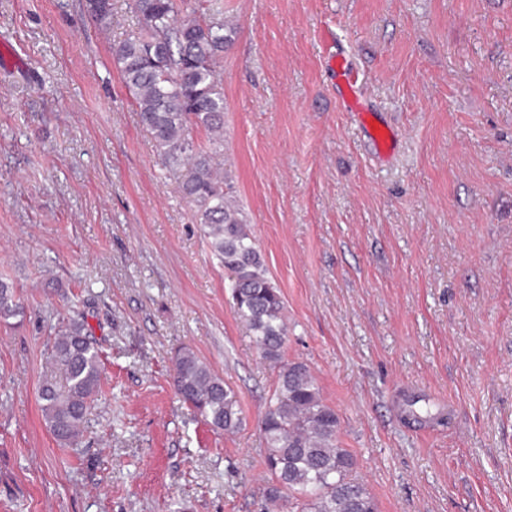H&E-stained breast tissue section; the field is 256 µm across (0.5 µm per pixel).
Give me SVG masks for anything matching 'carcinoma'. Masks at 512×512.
<instances>
[{
    "instance_id": "carcinoma-1",
    "label": "carcinoma",
    "mask_w": 512,
    "mask_h": 512,
    "mask_svg": "<svg viewBox=\"0 0 512 512\" xmlns=\"http://www.w3.org/2000/svg\"><path fill=\"white\" fill-rule=\"evenodd\" d=\"M139 31L112 48L114 64L132 96L139 122L152 136L163 163L182 174L184 196L215 256L230 272L236 316L255 336L262 356L281 362L261 420L266 442L265 501L288 503V512H378L367 485L353 476L354 455L338 444L340 419L323 402L304 362L282 361L287 325L281 290L267 277L263 256L241 209L224 193L214 159L224 139V92L215 68L228 35L221 0H134ZM203 132L207 146L194 141ZM24 307L12 283L0 279V319ZM52 358L66 385L45 380L39 401L47 427L72 444L82 433L91 402L101 389L102 358L84 320L58 330ZM176 394L217 431L244 425L238 394L188 348L172 364Z\"/></svg>"
}]
</instances>
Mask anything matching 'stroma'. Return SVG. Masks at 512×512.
Segmentation results:
<instances>
[{
    "mask_svg": "<svg viewBox=\"0 0 512 512\" xmlns=\"http://www.w3.org/2000/svg\"><path fill=\"white\" fill-rule=\"evenodd\" d=\"M82 0H0V512H260L277 378ZM217 162L379 512H512V0H224ZM360 75L348 111L330 56ZM82 312L102 391L60 444L38 391ZM239 395L213 430L177 348ZM443 425L409 420L405 401ZM24 307L20 301L17 291L12 283L0 279V319L21 316Z\"/></svg>",
    "mask_w": 512,
    "mask_h": 512,
    "instance_id": "35a3bbf8",
    "label": "stroma"
}]
</instances>
